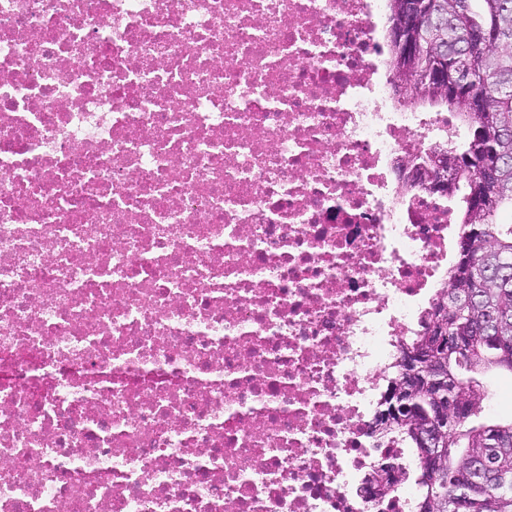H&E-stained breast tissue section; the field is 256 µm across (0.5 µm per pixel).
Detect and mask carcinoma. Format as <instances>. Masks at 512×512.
I'll use <instances>...</instances> for the list:
<instances>
[{
	"label": "carcinoma",
	"mask_w": 512,
	"mask_h": 512,
	"mask_svg": "<svg viewBox=\"0 0 512 512\" xmlns=\"http://www.w3.org/2000/svg\"><path fill=\"white\" fill-rule=\"evenodd\" d=\"M405 0H388L387 46L392 79L412 93L403 103L446 107L466 128L465 138L446 149L445 163L456 176L441 190L460 197L456 223L460 224L457 262L446 287L428 313L429 322L407 347L430 346L433 332L444 327L449 335L473 337L468 348L452 346L444 355L450 384L448 396L470 405L468 415L448 424L447 457L442 473L433 481L419 473L418 512H453L461 490H466L465 512H512V491H503L497 478L479 483L471 479L470 463L488 440L494 441L497 472L512 478V420H480V382L475 374L484 369L512 373V0H429L430 10L448 19V30L429 32L426 20L404 13ZM402 26L419 41L424 51L405 56L392 38ZM487 36L472 41L474 32ZM448 51V58L472 78L475 90L484 94L487 111L468 112L462 87L441 90L421 79L428 55ZM477 292L473 305L460 311L443 307L450 292ZM425 393L414 403L411 422L396 425L387 436L420 455L418 435L432 424Z\"/></svg>",
	"instance_id": "carcinoma-1"
}]
</instances>
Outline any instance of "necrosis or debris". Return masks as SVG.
I'll use <instances>...</instances> for the list:
<instances>
[{
	"instance_id": "4bbe7bcc",
	"label": "necrosis or debris",
	"mask_w": 512,
	"mask_h": 512,
	"mask_svg": "<svg viewBox=\"0 0 512 512\" xmlns=\"http://www.w3.org/2000/svg\"><path fill=\"white\" fill-rule=\"evenodd\" d=\"M385 0H0V512H417L368 477L455 260ZM418 151L409 154L408 156H405L401 162H400V172L399 176L402 180L408 181V182H423L427 180H432L434 187L439 186L442 183H446L448 179V173L443 171L442 164L440 162V159L442 158L441 155L435 153L433 157V164L437 168H440L442 170V176L440 179H434L433 173H427L423 169L419 168L418 166L414 165L411 161L414 155H416ZM447 178V179H446ZM422 352L411 351V352L407 353L405 363H406V368L408 370L406 371L404 377H403L404 365L402 363L403 356H401V361H400V365H399L400 369H399V372H398L397 376L395 377V380L391 384L390 391L387 394L388 396H389V394L391 392H394L396 390V388H397L399 382L401 381L402 377H403V380H402L403 391L407 390L408 387L413 385L415 380H414V377H413V372L414 371H412V369L413 370L416 369V371L421 369V366L419 367V365H421L420 360L425 358L423 356ZM388 396L386 398V408L383 411V413H381L380 416L378 417V419L376 420V422L378 421V423L383 421L385 419L386 413H388V409H389Z\"/></svg>"
}]
</instances>
